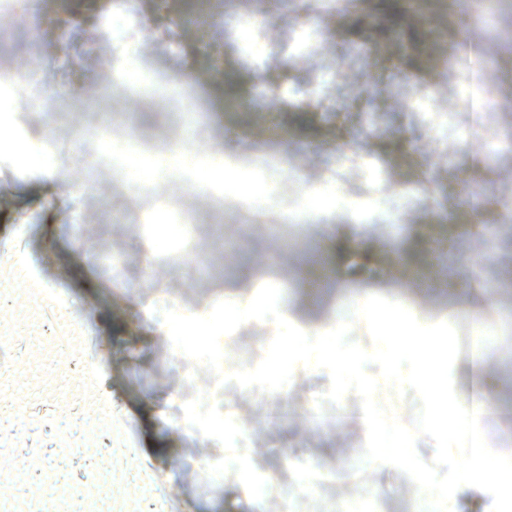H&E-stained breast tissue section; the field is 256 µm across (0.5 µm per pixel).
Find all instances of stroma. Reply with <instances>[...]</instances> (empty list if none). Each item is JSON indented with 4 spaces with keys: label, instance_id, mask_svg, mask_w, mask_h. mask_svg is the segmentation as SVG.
I'll return each mask as SVG.
<instances>
[{
    "label": "stroma",
    "instance_id": "1",
    "mask_svg": "<svg viewBox=\"0 0 512 512\" xmlns=\"http://www.w3.org/2000/svg\"><path fill=\"white\" fill-rule=\"evenodd\" d=\"M382 33L380 0H10L0 7V115L13 137L46 139L30 162L0 150V295H31L18 316L56 317L78 343L54 392L35 340L0 327V465L42 461L0 512H139L121 487L88 497L118 450L141 459L131 481L151 512H417L389 467L361 455L355 397L317 408L324 371H295L267 395L218 386L173 351L162 312L247 303L268 280L281 308L315 334L346 321L370 340L356 305L399 298L424 321L486 337L494 409L488 442L512 453V111L480 105L483 85L512 102V0L476 20L458 0H416ZM210 24L187 17L188 6ZM268 20H261V12ZM125 33L112 34V18ZM69 49L59 54V37ZM195 86L182 92L179 78ZM232 170L237 183L209 180ZM261 187L257 210L238 183ZM323 204L308 208V200ZM422 268L408 264L410 250ZM329 270L308 295L312 258ZM490 303L472 319L468 294ZM252 323L223 346V371L251 365L274 334ZM247 435L224 433L225 415ZM24 443H17V434ZM97 439L94 455L78 448ZM307 489H297L300 474Z\"/></svg>",
    "mask_w": 512,
    "mask_h": 512
}]
</instances>
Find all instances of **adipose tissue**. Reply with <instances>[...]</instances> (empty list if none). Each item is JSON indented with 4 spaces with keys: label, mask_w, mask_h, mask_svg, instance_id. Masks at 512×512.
Listing matches in <instances>:
<instances>
[{
    "label": "adipose tissue",
    "mask_w": 512,
    "mask_h": 512,
    "mask_svg": "<svg viewBox=\"0 0 512 512\" xmlns=\"http://www.w3.org/2000/svg\"><path fill=\"white\" fill-rule=\"evenodd\" d=\"M370 319L376 326L381 337L379 351L391 357H412L422 377L424 394L433 406H440L444 399L443 385L438 370V362L442 350L435 338L427 336L407 322L404 316L388 312L374 311ZM470 374L476 399L466 406L455 407L452 425L475 427L481 416L492 407V401L486 387L485 356L483 352H475L471 357Z\"/></svg>",
    "instance_id": "1"
}]
</instances>
